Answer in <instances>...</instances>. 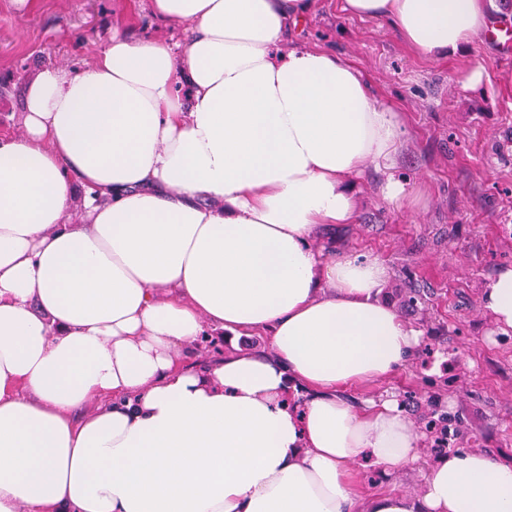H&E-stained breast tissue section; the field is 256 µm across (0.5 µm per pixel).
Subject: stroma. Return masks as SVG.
Returning a JSON list of instances; mask_svg holds the SVG:
<instances>
[{
    "label": "stroma",
    "instance_id": "obj_1",
    "mask_svg": "<svg viewBox=\"0 0 512 512\" xmlns=\"http://www.w3.org/2000/svg\"><path fill=\"white\" fill-rule=\"evenodd\" d=\"M132 36L172 35L148 0H0V131L20 127L25 89L39 67L74 68L105 43L113 29ZM288 43L333 49L370 81L384 105L401 111L407 132L395 174L409 193L405 205L382 200V173L367 169L356 185L355 223L323 228L317 243L327 256H375L393 271L383 296L415 284L428 292V323L406 320L434 348L432 365L410 358L381 383L351 387L345 397L360 405L389 390L424 393L447 364L443 400L460 416L472 447L512 462V333L495 328L481 303L483 283L512 267V58L501 57L483 37L445 60L413 54L392 27L377 18L343 14L339 0H314ZM483 71L469 86L471 68Z\"/></svg>",
    "mask_w": 512,
    "mask_h": 512
}]
</instances>
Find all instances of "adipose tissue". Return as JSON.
I'll return each mask as SVG.
<instances>
[{
	"label": "adipose tissue",
	"instance_id": "ef3b65f1",
	"mask_svg": "<svg viewBox=\"0 0 512 512\" xmlns=\"http://www.w3.org/2000/svg\"><path fill=\"white\" fill-rule=\"evenodd\" d=\"M313 0H150L186 43L114 29L45 66L0 135V512H512V463L453 451L419 493H367L423 435L395 394L420 331L376 258L313 240L350 224V180L404 125L340 53L292 47ZM441 58L485 0H341ZM512 332V268L482 292ZM270 354L198 367L210 334ZM224 355H234L240 351L267 353L270 339L265 333H254L250 336H224L220 344Z\"/></svg>",
	"mask_w": 512,
	"mask_h": 512
}]
</instances>
